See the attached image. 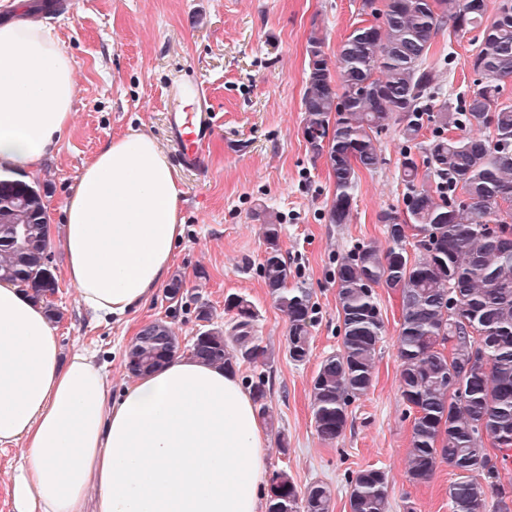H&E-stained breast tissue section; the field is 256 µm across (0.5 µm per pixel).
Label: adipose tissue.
I'll return each instance as SVG.
<instances>
[{"instance_id":"1","label":"adipose tissue","mask_w":512,"mask_h":512,"mask_svg":"<svg viewBox=\"0 0 512 512\" xmlns=\"http://www.w3.org/2000/svg\"><path fill=\"white\" fill-rule=\"evenodd\" d=\"M0 21V174L37 176L78 88L54 28ZM181 182L146 132L106 142L71 187L61 247L83 309L122 319L167 280ZM269 439L239 378L185 356L112 396L96 355H63L42 306L0 282V452L10 512H260Z\"/></svg>"}]
</instances>
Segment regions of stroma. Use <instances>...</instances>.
<instances>
[{
    "mask_svg": "<svg viewBox=\"0 0 512 512\" xmlns=\"http://www.w3.org/2000/svg\"><path fill=\"white\" fill-rule=\"evenodd\" d=\"M360 7L361 0H76L75 6L48 14L46 22L71 57L80 87L74 120L34 179L52 229L61 227L84 162L112 137L146 131L175 157L166 116L183 105L180 83L202 82L208 105L218 114L217 130L204 147L203 170L178 171L186 232L171 271L183 279L179 297L169 299L161 288L124 321H96L81 307L64 275L63 253L55 247L59 289L52 302L60 313L55 334L64 351H95L116 395L129 380L124 355L142 326L165 321L185 342L201 329L198 306L209 307L214 322L226 326L231 314L224 302L241 296L253 306L254 330L266 349L264 360L239 362L236 372L244 382L261 371L269 378L267 471H286L301 489L315 481L329 484L333 512H348L349 474L373 466L387 474L390 512H451L452 468L439 464L423 483L407 475L411 421L398 391L401 312L395 291L375 289L384 321L375 381L350 406L344 434L336 442L324 441L312 420L311 381L323 357L339 344L336 260L365 242L386 245L381 217L404 208L397 128L379 137L378 167L359 170L346 224L328 221L331 174L303 135L308 40L319 34L324 52L335 56L360 21ZM470 49L469 39L451 43L443 36L431 49V61L448 52L456 59L439 97L452 109L462 92L475 89L466 64ZM269 220L283 227L280 246L292 272L289 287L308 288L315 306L309 355L301 363L288 356V320L260 273L262 226Z\"/></svg>",
    "mask_w": 512,
    "mask_h": 512,
    "instance_id": "1",
    "label": "stroma"
}]
</instances>
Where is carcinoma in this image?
<instances>
[{
  "mask_svg": "<svg viewBox=\"0 0 512 512\" xmlns=\"http://www.w3.org/2000/svg\"><path fill=\"white\" fill-rule=\"evenodd\" d=\"M487 11L488 0H362L367 18L342 42L336 61L324 55L322 37H310L303 98L304 138L332 172L329 223L350 221L357 169L377 167L378 137L391 124L404 144L398 170L409 219L403 224L384 215L387 248L371 241L337 260L341 344L312 380L315 429L325 440L339 439L348 407L373 386L384 330L374 286L397 291L399 391L412 415L407 473L412 482H426L439 463H448L456 476L448 486L452 512H512V488L498 482L499 465L512 456V253L496 245L512 235V223L500 218V202L512 203V104L499 102L501 82L512 77V0H497L491 18ZM448 22L450 43L477 32L468 64L479 89L453 111L436 102L440 68H453V56L439 67L428 63ZM426 129L431 140L424 146L419 138ZM281 232L279 224L263 225L260 270L288 317V355L302 362L313 303L309 289L288 287ZM410 236L414 256L406 248ZM49 237L40 190L0 179V281L29 290L56 320ZM225 310L233 313L227 330L212 324L208 307H198L207 328L185 347L167 323L145 325L126 350V370L138 376L178 355L232 370L242 359L265 356L251 303L232 296ZM249 387L259 418L268 419V378L260 373ZM268 482L266 512H331L332 489L322 481L300 490L286 472L274 471ZM348 486L349 512H389L384 471L361 469Z\"/></svg>",
  "mask_w": 512,
  "mask_h": 512,
  "instance_id": "cac0c4a2",
  "label": "carcinoma"
}]
</instances>
